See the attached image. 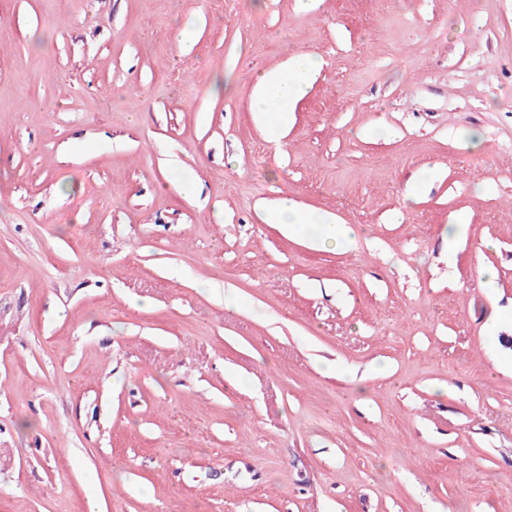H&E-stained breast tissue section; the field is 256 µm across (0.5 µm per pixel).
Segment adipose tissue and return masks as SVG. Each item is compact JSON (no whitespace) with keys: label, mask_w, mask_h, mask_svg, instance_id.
I'll list each match as a JSON object with an SVG mask.
<instances>
[{"label":"adipose tissue","mask_w":512,"mask_h":512,"mask_svg":"<svg viewBox=\"0 0 512 512\" xmlns=\"http://www.w3.org/2000/svg\"><path fill=\"white\" fill-rule=\"evenodd\" d=\"M318 65L313 55L302 53L291 58L285 68L260 73L254 89L255 122L272 133L286 125L292 104L304 94L308 77ZM267 219L289 233L310 227L317 243L324 246L349 241L353 234L349 226L336 223L332 216L302 211L286 197L278 199L268 210Z\"/></svg>","instance_id":"obj_1"}]
</instances>
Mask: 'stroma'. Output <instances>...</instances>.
<instances>
[{"label":"stroma","instance_id":"1","mask_svg":"<svg viewBox=\"0 0 512 512\" xmlns=\"http://www.w3.org/2000/svg\"><path fill=\"white\" fill-rule=\"evenodd\" d=\"M511 338L512 0H0V512H512ZM318 65L313 55L302 53L291 58L283 69L260 73L254 89L255 122L277 135L279 128L288 123L292 104L305 93L308 77ZM267 219L270 224H280L288 233L301 231L302 227L309 226L317 237L310 242L312 246H336L352 239L353 231L346 224H336L330 215L304 212L288 197H282L275 202L267 212Z\"/></svg>","mask_w":512,"mask_h":512}]
</instances>
